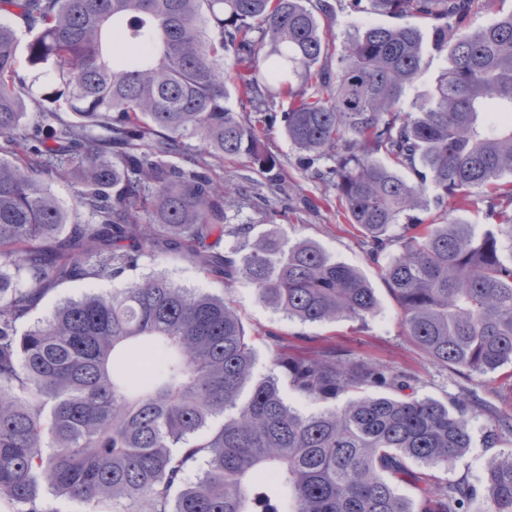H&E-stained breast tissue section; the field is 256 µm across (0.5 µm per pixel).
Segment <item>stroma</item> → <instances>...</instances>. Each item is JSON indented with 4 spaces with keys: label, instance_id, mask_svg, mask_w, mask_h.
<instances>
[{
    "label": "stroma",
    "instance_id": "1",
    "mask_svg": "<svg viewBox=\"0 0 512 512\" xmlns=\"http://www.w3.org/2000/svg\"><path fill=\"white\" fill-rule=\"evenodd\" d=\"M265 143L280 161L283 174L280 185H272L265 175L253 170L243 156L225 159L224 163L212 167L213 176L223 180L227 190H235L246 182L252 185L250 197L240 199L238 207L230 211V223L253 224L261 231L276 226L281 235L293 240H311L336 261L359 270L375 291L377 311L374 316L363 321L342 318L327 323H303L260 303L246 280L239 279L232 285H225L222 279L205 275L194 263L174 254L145 257L137 270L114 280V287L123 288L131 280L161 272L182 287L202 289L218 296L229 295L249 334L257 338L254 372L259 377L268 375L272 369L267 342L269 334L273 333L287 338L293 345L303 337L317 343L332 341L338 349L349 352L352 357L416 374L419 396L444 403L457 399L463 389L469 388V381L434 364L405 335L399 304L377 265L367 257L360 243L359 232L345 224L335 190L302 168L299 152L288 142L281 128L268 131ZM321 195L330 197V204L310 208L309 199ZM272 207L283 212L282 217L273 222L267 217ZM487 413L479 410L472 414L471 446L462 458L449 467L448 479L462 478L475 486L483 485L486 464L495 451L487 448L485 443L490 425Z\"/></svg>",
    "mask_w": 512,
    "mask_h": 512
}]
</instances>
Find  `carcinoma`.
<instances>
[{
	"mask_svg": "<svg viewBox=\"0 0 512 512\" xmlns=\"http://www.w3.org/2000/svg\"><path fill=\"white\" fill-rule=\"evenodd\" d=\"M494 3L348 0L398 23L358 29L338 51L322 28L329 0H0V501L41 512L39 471L89 512H476L480 500L512 512V449L488 460L481 492L440 476L470 448L476 390L421 398L413 374L274 334L273 371L257 378L233 303L163 273L66 300L19 332L52 284L112 281L154 253H181L226 285L242 277L301 322L373 315L360 271L310 240L227 223L236 200L210 164L170 162L195 139L276 183L261 131L278 124L373 263L399 242L381 274L422 352L469 381L512 365V209L496 203L512 201V181L500 184L512 176V11L470 29ZM412 17L446 66L406 112L425 66L421 31L402 23ZM10 18L34 33L23 61ZM24 63L50 77L38 111L72 116L59 129L20 130ZM282 96L288 108L272 111ZM65 176L90 221H71L50 192ZM484 189L493 228L478 235L453 213ZM284 386L318 402L360 396L304 414ZM509 438L512 415H492L487 446ZM409 482L418 508L397 489Z\"/></svg>",
	"mask_w": 512,
	"mask_h": 512,
	"instance_id": "cac0c4a2",
	"label": "carcinoma"
}]
</instances>
